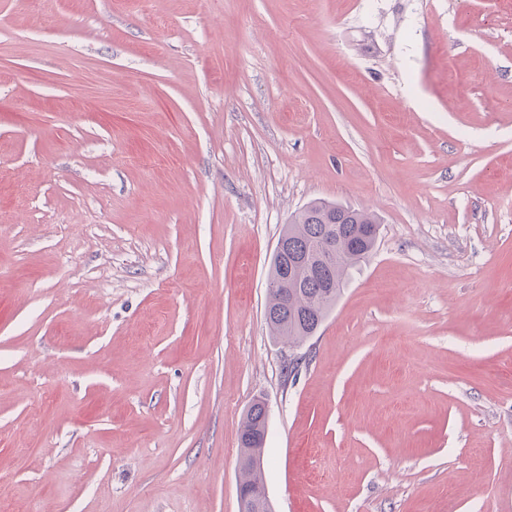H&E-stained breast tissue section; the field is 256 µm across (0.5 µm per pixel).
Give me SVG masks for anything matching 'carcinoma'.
Returning a JSON list of instances; mask_svg holds the SVG:
<instances>
[{
	"label": "carcinoma",
	"instance_id": "1",
	"mask_svg": "<svg viewBox=\"0 0 512 512\" xmlns=\"http://www.w3.org/2000/svg\"><path fill=\"white\" fill-rule=\"evenodd\" d=\"M339 224V234L355 243L351 251L337 252L326 265L313 253L331 234L329 225ZM380 231L378 217L364 209L315 201L292 215L282 231L284 254L272 256L269 280L278 277L285 284L268 289L266 323L271 335L297 348L315 335L336 305L352 271L375 246ZM310 256L309 264L289 268L297 256ZM267 410L261 400L246 411L240 435V465L237 482L251 490L265 485L264 451Z\"/></svg>",
	"mask_w": 512,
	"mask_h": 512
}]
</instances>
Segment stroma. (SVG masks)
Here are the masks:
<instances>
[{
    "label": "stroma",
    "mask_w": 512,
    "mask_h": 512,
    "mask_svg": "<svg viewBox=\"0 0 512 512\" xmlns=\"http://www.w3.org/2000/svg\"><path fill=\"white\" fill-rule=\"evenodd\" d=\"M258 399L273 512H512V0H0V512H240ZM332 222H335L334 224ZM341 224L339 234L356 244L351 251H338L326 265L313 253L331 234L329 225ZM380 231L378 217L364 209L324 201L311 202L292 215L280 238L286 239L284 254L272 255L269 280L288 277L289 263L308 255L309 264L295 266L284 285L269 283L266 323L271 335L289 348H297L315 335L336 305L352 271L375 246ZM279 238V239H280ZM336 286L338 288H336ZM267 432V410L261 400L246 411L240 435V465L237 482L246 489L265 485L264 451Z\"/></svg>",
    "instance_id": "1"
}]
</instances>
